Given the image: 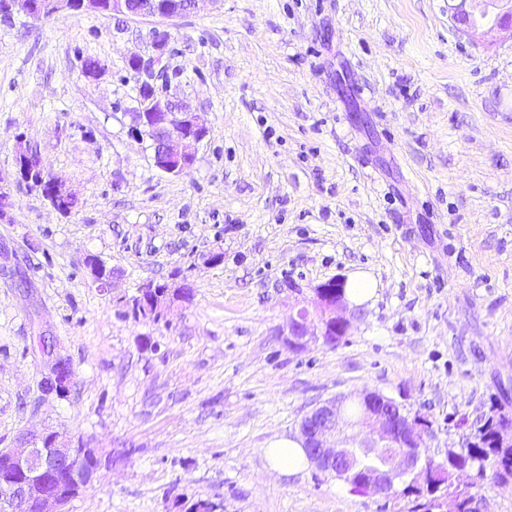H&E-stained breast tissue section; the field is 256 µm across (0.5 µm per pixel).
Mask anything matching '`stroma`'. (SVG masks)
I'll list each match as a JSON object with an SVG mask.
<instances>
[{
  "mask_svg": "<svg viewBox=\"0 0 512 512\" xmlns=\"http://www.w3.org/2000/svg\"><path fill=\"white\" fill-rule=\"evenodd\" d=\"M156 30L184 70L172 93L208 129L185 175L128 133L126 59ZM21 132L79 206L22 188L0 220V267L29 280L0 276V448L29 429L94 449L69 512H406L311 465L277 477L263 450L316 403L371 389L428 416L441 461L512 386V41L459 35L448 0L0 23V169ZM357 268L378 296L347 309L345 342L289 348L316 287ZM182 280L193 297L165 322L125 316L138 284ZM40 329L72 363L66 395L40 388Z\"/></svg>",
  "mask_w": 512,
  "mask_h": 512,
  "instance_id": "35a3bbf8",
  "label": "stroma"
}]
</instances>
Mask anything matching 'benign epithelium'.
I'll use <instances>...</instances> for the list:
<instances>
[{
  "label": "benign epithelium",
  "mask_w": 512,
  "mask_h": 512,
  "mask_svg": "<svg viewBox=\"0 0 512 512\" xmlns=\"http://www.w3.org/2000/svg\"><path fill=\"white\" fill-rule=\"evenodd\" d=\"M154 2L139 0L132 8L128 0H112V16L178 18L197 10L201 0H172V13L156 11ZM485 2L450 0L448 9L457 32L468 38L505 35L512 40V0H493V19L488 22L477 19ZM165 66L164 47L153 46L147 57L137 55L140 83L156 88ZM139 122L157 133L153 154L156 168L166 174H185L195 141L182 136L177 127L200 137L206 132L190 104L165 90L155 94L150 110L140 113ZM319 300L323 307L320 326L313 327L305 311L291 320L287 343L292 348H304L308 341L325 336L329 328L339 340L347 336L350 324L342 315L344 298L334 299L321 290ZM33 346L46 360L42 377L45 392L68 390L73 369L69 359L57 351L54 338L42 332L33 338ZM351 402L361 406V413L348 422L354 433L338 441L336 432ZM299 431L311 463L321 472L344 482L357 476L372 494L387 498L395 494V483L402 479L417 493L435 494L426 451L433 435L431 422L419 412L405 411L392 397L364 390L353 397L328 399L301 420ZM72 458L73 449L60 442L57 434L27 431L17 438L16 446L0 448V512H17L21 503L33 506L34 512H67L68 494L48 488V477L68 467Z\"/></svg>",
  "instance_id": "benign-epithelium-1"
}]
</instances>
